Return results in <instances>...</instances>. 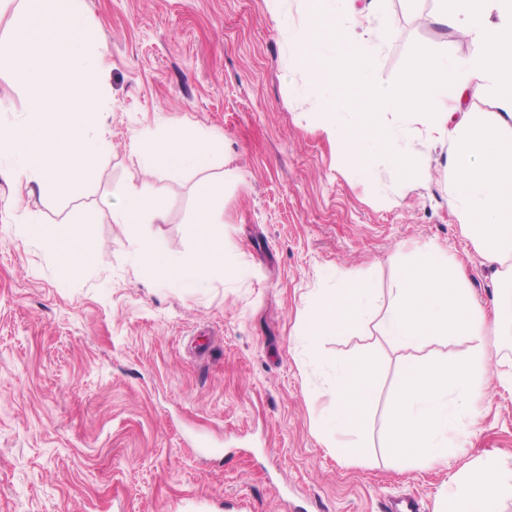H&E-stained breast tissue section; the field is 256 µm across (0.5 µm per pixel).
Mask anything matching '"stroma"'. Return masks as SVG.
<instances>
[{"mask_svg": "<svg viewBox=\"0 0 512 512\" xmlns=\"http://www.w3.org/2000/svg\"><path fill=\"white\" fill-rule=\"evenodd\" d=\"M102 44L97 115L110 151L93 178L62 195L17 183L0 161V512H384L414 496L437 512L448 478L477 457L512 462V334L490 348V393L462 447L433 468L396 464L387 406L410 348L374 326L323 340L305 361L301 317L317 293L357 272L389 299L402 267L430 246L463 262L466 286L491 307L504 289L448 209V148L425 144L426 182L400 177L373 133L355 130L344 154L297 100L288 34L267 0H83ZM434 0H378L374 78L387 86L416 53L465 57L473 43L440 25ZM29 96L0 62V124L24 119ZM216 131L213 167L149 168L134 135L172 123ZM224 184V261L235 279L203 287L159 282L136 250L171 260L197 247L195 198ZM132 185L163 223L116 224L113 189ZM60 239L81 226L97 245L72 274L18 221ZM481 336H438L421 355L456 364ZM378 366L360 457L344 460L314 427L308 394L345 360Z\"/></svg>", "mask_w": 512, "mask_h": 512, "instance_id": "obj_1", "label": "stroma"}]
</instances>
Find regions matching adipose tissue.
Returning <instances> with one entry per match:
<instances>
[{"instance_id": "1", "label": "adipose tissue", "mask_w": 512, "mask_h": 512, "mask_svg": "<svg viewBox=\"0 0 512 512\" xmlns=\"http://www.w3.org/2000/svg\"><path fill=\"white\" fill-rule=\"evenodd\" d=\"M288 30L296 54L306 58L297 83L305 103L321 116L328 140L344 147L356 127L377 132V144L397 172L421 171L420 143L448 144V207L484 261L512 288V0H436L444 26L467 32L470 56L457 59L418 53L404 76L388 86L373 80L377 44L370 37L372 10L355 0H315L316 11L300 20L285 15L284 0H268ZM355 89L354 110L338 112L332 90ZM492 97L495 121L478 123L465 105L474 97ZM218 137L175 123L160 136L136 135L132 146L153 169L176 173L210 167ZM219 189L202 187L197 196L199 248L173 263L153 245L141 257L167 283L201 286L209 273L224 267V209ZM112 210L116 224L164 221V211L140 191L121 189ZM54 255L81 269L95 247L81 231L61 243L40 226L30 228ZM375 324L380 335L407 346L436 336H498L512 325V300L477 308L462 284L459 266L439 249L419 252L406 265L393 296L380 304L373 288L361 285L347 300L319 294L306 311L300 335L307 359H323L321 341L351 328ZM486 352L448 367L435 360L404 362L396 396L387 408V446L400 463L428 466L447 461L449 448L465 436L468 418L487 398L483 382ZM376 389V366L350 360L337 366L325 393L332 400L318 426L325 446L336 455H359L367 415ZM445 512H499L512 499V467L475 461L453 477Z\"/></svg>"}]
</instances>
